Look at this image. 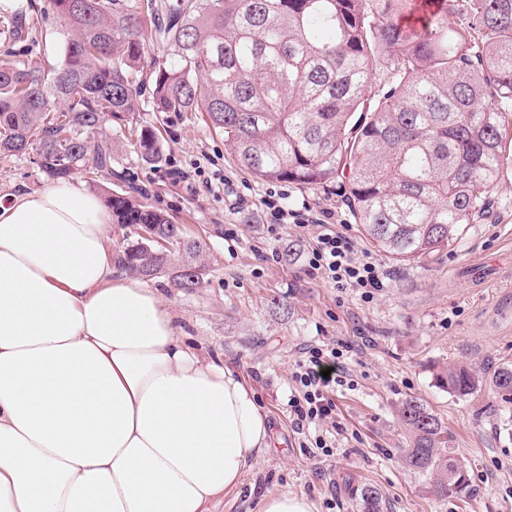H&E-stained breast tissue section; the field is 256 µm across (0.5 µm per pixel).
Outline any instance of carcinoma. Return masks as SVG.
<instances>
[{"mask_svg": "<svg viewBox=\"0 0 512 512\" xmlns=\"http://www.w3.org/2000/svg\"><path fill=\"white\" fill-rule=\"evenodd\" d=\"M412 0H168L166 21L147 23L137 0H47L0 4V33L33 41L36 10L65 28L63 60L34 62L9 52L0 62V154L36 151L53 181L76 171L102 192L115 224L149 227L183 249L174 286L202 283L203 251L169 217L128 191L112 192L109 121L139 111L204 112L224 148L252 176L319 185L344 194L356 223L379 251L405 262L453 243L487 212L504 163L512 162V0H437L410 34ZM459 22L450 25L448 17ZM155 46L172 49L151 87L137 80ZM142 160H160L158 137L137 131ZM142 238L121 251L122 267L155 277L169 255ZM438 384L465 397L483 384L512 403V366L485 378L460 365ZM406 466L440 499L469 487L466 461L449 446L437 415L414 399L399 407ZM362 512H382L375 490Z\"/></svg>", "mask_w": 512, "mask_h": 512, "instance_id": "carcinoma-1", "label": "carcinoma"}]
</instances>
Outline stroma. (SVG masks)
<instances>
[{
	"mask_svg": "<svg viewBox=\"0 0 512 512\" xmlns=\"http://www.w3.org/2000/svg\"><path fill=\"white\" fill-rule=\"evenodd\" d=\"M159 134L160 162L145 164L134 146L138 126ZM112 165L141 188V202L165 212L187 238L202 242L203 283L185 292L172 278L183 256L171 249L167 267L149 279L203 352L219 354L257 394L268 415L271 446L237 492L214 512H260L272 491L306 495L314 512H360L364 489L379 492L384 512H512V408L490 387L449 394L438 373L467 365L490 375L512 364V164L490 193L491 218L467 225L433 256L397 262L375 250L333 182L301 186L257 179L224 148L202 112H157L150 100L128 120L109 122ZM35 152L0 159V196L47 185ZM290 208L335 211L357 246L390 273L391 286L364 301L338 292L303 270L300 254L315 227L263 231L270 193ZM234 240H226L227 232ZM292 262H284L286 252ZM342 340L352 382L335 398L334 422L297 428L289 412L292 374L301 348ZM413 398L447 427L451 445L470 465V486L456 499L431 496L405 466L407 435L399 419ZM335 446H315L332 424Z\"/></svg>",
	"mask_w": 512,
	"mask_h": 512,
	"instance_id": "stroma-1",
	"label": "stroma"
}]
</instances>
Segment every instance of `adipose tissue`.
Instances as JSON below:
<instances>
[{"label": "adipose tissue", "mask_w": 512, "mask_h": 512, "mask_svg": "<svg viewBox=\"0 0 512 512\" xmlns=\"http://www.w3.org/2000/svg\"><path fill=\"white\" fill-rule=\"evenodd\" d=\"M64 181L0 203V512H211L270 447L240 376L117 273Z\"/></svg>", "instance_id": "adipose-tissue-1"}]
</instances>
